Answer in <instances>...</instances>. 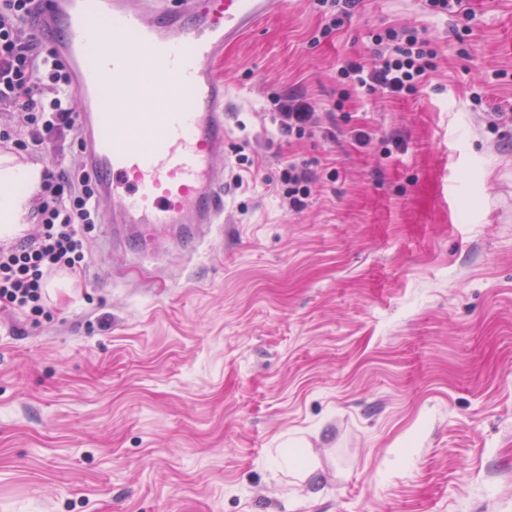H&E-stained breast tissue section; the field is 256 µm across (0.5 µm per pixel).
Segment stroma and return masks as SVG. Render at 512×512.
I'll list each match as a JSON object with an SVG mask.
<instances>
[{"label":"stroma","mask_w":512,"mask_h":512,"mask_svg":"<svg viewBox=\"0 0 512 512\" xmlns=\"http://www.w3.org/2000/svg\"><path fill=\"white\" fill-rule=\"evenodd\" d=\"M471 6L464 55L423 0L325 38L287 0L225 47L227 152L253 162L226 166L227 223L154 255L85 227L43 315L0 308V512H512V0ZM385 27L438 43L427 88L330 113ZM288 93L335 138L275 137ZM290 158L317 177L300 211Z\"/></svg>","instance_id":"1"}]
</instances>
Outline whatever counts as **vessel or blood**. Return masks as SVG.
<instances>
[{"label":"vessel or blood","instance_id":"vessel-or-blood-1","mask_svg":"<svg viewBox=\"0 0 512 512\" xmlns=\"http://www.w3.org/2000/svg\"><path fill=\"white\" fill-rule=\"evenodd\" d=\"M276 0H41L34 28L68 69L106 221L142 249L224 217L227 84L217 65Z\"/></svg>","mask_w":512,"mask_h":512}]
</instances>
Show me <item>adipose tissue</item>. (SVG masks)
I'll return each mask as SVG.
<instances>
[{
  "mask_svg": "<svg viewBox=\"0 0 512 512\" xmlns=\"http://www.w3.org/2000/svg\"><path fill=\"white\" fill-rule=\"evenodd\" d=\"M41 166L0 160V239L15 237L26 224L28 192L41 182Z\"/></svg>",
  "mask_w": 512,
  "mask_h": 512,
  "instance_id": "obj_1",
  "label": "adipose tissue"
}]
</instances>
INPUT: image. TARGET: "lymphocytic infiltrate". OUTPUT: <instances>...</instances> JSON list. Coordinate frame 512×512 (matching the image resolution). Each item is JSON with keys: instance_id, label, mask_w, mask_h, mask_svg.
Listing matches in <instances>:
<instances>
[{"instance_id": "1", "label": "lymphocytic infiltrate", "mask_w": 512, "mask_h": 512, "mask_svg": "<svg viewBox=\"0 0 512 512\" xmlns=\"http://www.w3.org/2000/svg\"><path fill=\"white\" fill-rule=\"evenodd\" d=\"M35 2L0 0V108L24 112L28 122L24 137L4 131L0 141L24 152L49 149L57 134L75 128L66 70L51 44L30 32ZM369 37L371 60H345L336 71L337 83L368 94L380 89L395 99L417 95L436 68L433 40L415 29L391 27L371 31ZM270 120L281 137L301 139L312 134L315 112L303 98L289 95L272 100ZM278 180L293 208L304 209L314 183L309 167L285 162ZM33 218L40 226L37 236L0 248V305L38 315L44 311L50 273L83 272L86 242L80 227L100 221L90 175L45 170Z\"/></svg>"}]
</instances>
